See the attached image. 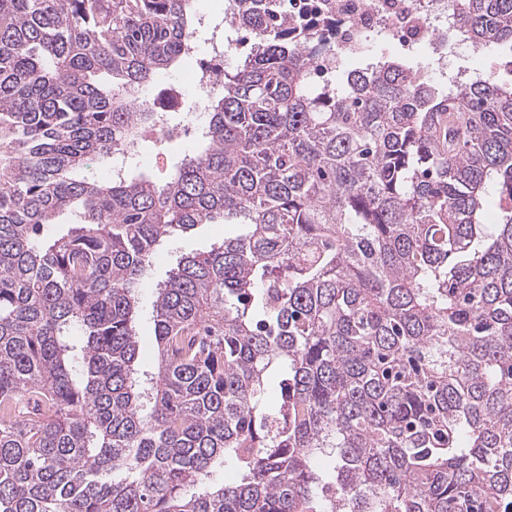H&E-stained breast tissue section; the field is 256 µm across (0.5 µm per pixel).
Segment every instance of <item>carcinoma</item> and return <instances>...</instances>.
I'll list each match as a JSON object with an SVG mask.
<instances>
[{
    "label": "carcinoma",
    "mask_w": 512,
    "mask_h": 512,
    "mask_svg": "<svg viewBox=\"0 0 512 512\" xmlns=\"http://www.w3.org/2000/svg\"><path fill=\"white\" fill-rule=\"evenodd\" d=\"M236 2L251 52L158 182L86 171L156 123L130 95L195 0H0V512H512V87H313L323 34ZM455 8L512 44V0ZM217 222L140 371L154 256ZM153 297L150 288H144L140 300V347L139 362L151 369L156 365L157 352L153 337V320L151 316Z\"/></svg>",
    "instance_id": "cac0c4a2"
}]
</instances>
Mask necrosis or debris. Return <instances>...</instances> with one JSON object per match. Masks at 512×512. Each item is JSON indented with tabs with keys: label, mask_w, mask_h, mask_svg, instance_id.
I'll list each match as a JSON object with an SVG mask.
<instances>
[{
	"label": "necrosis or debris",
	"mask_w": 512,
	"mask_h": 512,
	"mask_svg": "<svg viewBox=\"0 0 512 512\" xmlns=\"http://www.w3.org/2000/svg\"><path fill=\"white\" fill-rule=\"evenodd\" d=\"M282 5L297 27L325 31L332 57L320 59L311 70L315 84L335 80L349 60H370L378 43L393 45L405 57L424 51L435 64L431 78L444 84L449 79V50L463 54L474 50L461 33L451 0H282ZM240 47L237 39L216 40L208 64L195 72L197 105L189 116L195 128H202L205 103L219 87L227 49Z\"/></svg>",
	"instance_id": "obj_1"
}]
</instances>
